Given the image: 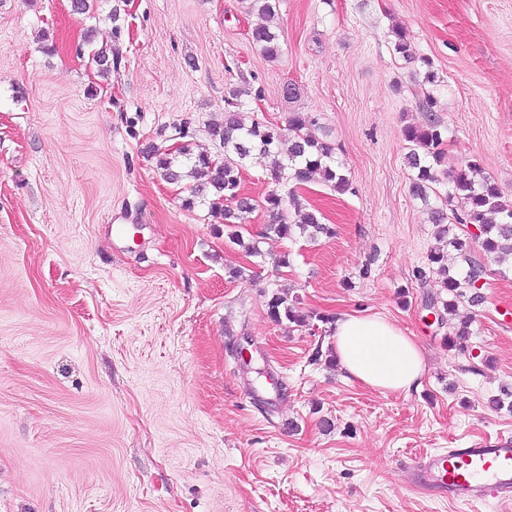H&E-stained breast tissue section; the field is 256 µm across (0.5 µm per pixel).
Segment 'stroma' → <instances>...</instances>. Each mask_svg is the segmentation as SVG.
<instances>
[{
  "instance_id": "obj_1",
  "label": "stroma",
  "mask_w": 512,
  "mask_h": 512,
  "mask_svg": "<svg viewBox=\"0 0 512 512\" xmlns=\"http://www.w3.org/2000/svg\"><path fill=\"white\" fill-rule=\"evenodd\" d=\"M276 4L271 62L243 0H94L86 15L0 0V512H512L399 477L416 454L512 437V412L489 406L512 391V270L490 265L484 303L458 307L468 346L449 349L423 306L447 298L442 278L415 275L438 199L413 196L402 135L424 120L426 57L443 170L478 160L512 201V0ZM395 26L417 62L394 56ZM105 44L123 54L106 78L88 58ZM244 79L262 94L249 116L313 113L334 145L350 191L318 174L296 191L334 237L263 235L271 183L252 164L248 255L162 178L151 151L216 154L209 125ZM283 289L305 326L269 318ZM320 313L380 314L413 336L421 388L374 390L315 361L333 342Z\"/></svg>"
}]
</instances>
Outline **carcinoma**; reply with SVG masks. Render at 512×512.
<instances>
[{"instance_id": "obj_1", "label": "carcinoma", "mask_w": 512, "mask_h": 512, "mask_svg": "<svg viewBox=\"0 0 512 512\" xmlns=\"http://www.w3.org/2000/svg\"><path fill=\"white\" fill-rule=\"evenodd\" d=\"M247 11H256L266 19V23L251 31L252 41L259 46L262 54L269 60L280 56L279 34L273 21L276 16L275 0H245ZM391 44L396 56L406 62L420 61L423 68L420 85L435 86L438 74L432 63L425 57L414 54L404 28L392 29ZM91 62L98 66L101 74H109L117 65L119 48H101L88 53ZM253 94L248 81L229 90V108L224 110L223 119L214 121L209 131L219 153L216 155H191L184 146L179 154L186 156L189 166L177 167L173 159L164 153H155L156 167L162 170L163 177L170 183H185L187 196L184 207L190 209L196 203L209 202L212 212L220 215L224 226L243 224L247 215L254 210L251 200L240 194L242 169L252 163H260L269 172L271 183L281 185L293 183L298 188L307 184L311 176L320 173L324 181L338 193L349 190V179L344 174L343 165L336 160L335 147L319 134L318 118L310 112H292L288 117L286 129L256 118L247 119L237 110L242 98ZM288 131L292 139L291 149L284 154L279 144L283 131ZM405 140L410 144L407 155L408 165L417 171L413 183V195L428 201V185L440 182L436 167L444 159V130L441 124L429 118L422 124H408L403 129ZM448 180V192L441 199V205L430 208L431 222L436 224V244L428 255L429 264L443 276V284L448 291V300L435 298L431 307H440L448 319H453L456 306L465 302L471 307L482 304L483 296L476 283L485 278L487 263L512 265V202L504 200L498 185L486 177L477 160H468L465 166L445 176ZM464 200L463 210L447 211L448 203L453 199ZM295 205V220L287 216L288 200ZM264 208L268 213V223L264 234L270 233L280 238L294 235L315 241L320 237L331 238L336 234L332 224L322 222L321 214L302 207L297 196L290 198L270 190L264 198ZM472 224L479 229V235L462 238L458 230ZM478 247H473L472 243ZM457 252L462 271L450 273L448 249ZM268 316L275 322L287 320L291 324L303 326L311 318L325 324L335 322V317L318 313L310 316L303 312L297 301L289 300L288 293L281 291L272 294L267 303ZM471 323L461 321L456 325L448 324V345L464 348L471 335Z\"/></svg>"}]
</instances>
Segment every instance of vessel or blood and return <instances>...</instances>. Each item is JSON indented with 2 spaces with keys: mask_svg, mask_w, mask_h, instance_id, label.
<instances>
[{
  "mask_svg": "<svg viewBox=\"0 0 512 512\" xmlns=\"http://www.w3.org/2000/svg\"><path fill=\"white\" fill-rule=\"evenodd\" d=\"M405 485L462 503L512 498V440L416 455L402 475Z\"/></svg>",
  "mask_w": 512,
  "mask_h": 512,
  "instance_id": "1",
  "label": "vessel or blood"
}]
</instances>
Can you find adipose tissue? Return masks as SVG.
<instances>
[{
  "instance_id": "ef3b65f1",
  "label": "adipose tissue",
  "mask_w": 512,
  "mask_h": 512,
  "mask_svg": "<svg viewBox=\"0 0 512 512\" xmlns=\"http://www.w3.org/2000/svg\"><path fill=\"white\" fill-rule=\"evenodd\" d=\"M333 352L347 378L398 394L418 390L426 372L422 349L379 314L338 316Z\"/></svg>"
}]
</instances>
